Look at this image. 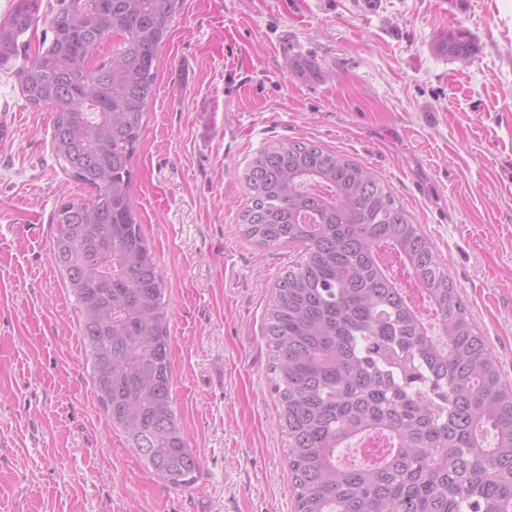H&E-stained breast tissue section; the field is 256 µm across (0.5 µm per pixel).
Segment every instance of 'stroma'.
I'll return each instance as SVG.
<instances>
[{
    "label": "stroma",
    "mask_w": 512,
    "mask_h": 512,
    "mask_svg": "<svg viewBox=\"0 0 512 512\" xmlns=\"http://www.w3.org/2000/svg\"><path fill=\"white\" fill-rule=\"evenodd\" d=\"M459 28L476 41L467 65L442 49ZM0 122V512H295L265 312L301 250L241 231L242 176L273 142L375 171L512 382V0H185L133 198L167 284L174 407L201 461L186 490L143 465L91 389L50 260L51 215L81 191L52 153V112L0 72Z\"/></svg>",
    "instance_id": "stroma-1"
}]
</instances>
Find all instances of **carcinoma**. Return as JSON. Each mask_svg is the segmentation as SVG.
<instances>
[{"label":"carcinoma","mask_w":512,"mask_h":512,"mask_svg":"<svg viewBox=\"0 0 512 512\" xmlns=\"http://www.w3.org/2000/svg\"><path fill=\"white\" fill-rule=\"evenodd\" d=\"M183 3L14 0L0 71L54 113L52 152L89 191L55 209L50 254L97 401L185 489L201 463L173 408L166 283L133 201L159 49ZM445 50L467 62L474 39L459 28ZM244 180V234L303 247L267 312L295 512H512V386L404 206L369 167L312 142L268 145ZM365 439L383 444L375 460L340 462Z\"/></svg>","instance_id":"cac0c4a2"}]
</instances>
